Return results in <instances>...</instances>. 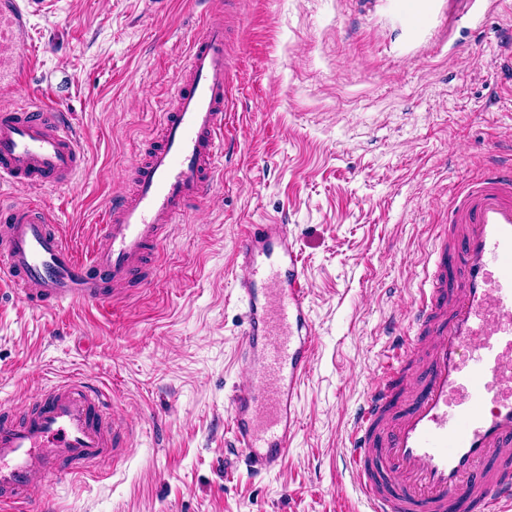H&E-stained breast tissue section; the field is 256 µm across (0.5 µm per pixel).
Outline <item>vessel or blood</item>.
<instances>
[{
  "label": "vessel or blood",
  "mask_w": 512,
  "mask_h": 512,
  "mask_svg": "<svg viewBox=\"0 0 512 512\" xmlns=\"http://www.w3.org/2000/svg\"><path fill=\"white\" fill-rule=\"evenodd\" d=\"M55 0H0V88L27 91L31 16ZM235 56L223 18L206 14L159 137L113 196L85 257L45 208L0 202V283L54 311L106 307L149 287L176 224L207 197L235 97ZM508 162L481 166L436 225L427 285L408 335L389 346L347 429L346 468L368 512H505L512 506V143ZM78 137L56 100L0 104V180L69 187L82 171ZM245 312L231 396L230 448L255 476L279 471L300 430L302 386L315 349L310 288L284 224H248L235 249ZM111 398L73 375L42 389L22 420L0 417V512L35 503L37 476L82 477L119 459Z\"/></svg>",
  "instance_id": "1"
}]
</instances>
